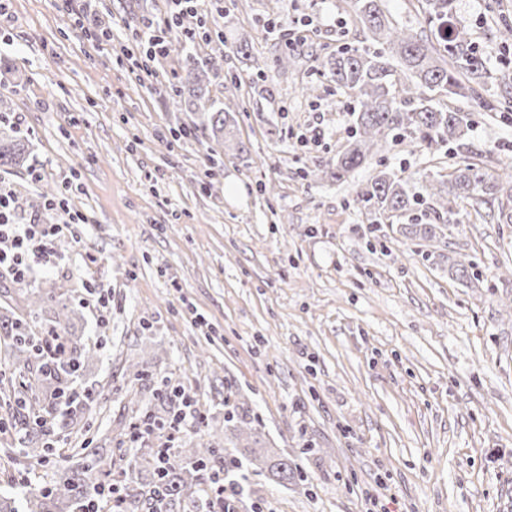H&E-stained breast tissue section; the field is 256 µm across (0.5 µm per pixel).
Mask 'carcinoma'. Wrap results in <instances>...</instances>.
Instances as JSON below:
<instances>
[{
  "label": "carcinoma",
  "instance_id": "obj_1",
  "mask_svg": "<svg viewBox=\"0 0 512 512\" xmlns=\"http://www.w3.org/2000/svg\"><path fill=\"white\" fill-rule=\"evenodd\" d=\"M356 18L368 37L380 48L373 52L344 47L322 59L316 69L341 89L352 93L358 103L350 139L336 159L317 172L342 181L362 166L372 148L402 133H409L422 146L462 145L465 134L460 113L433 104L431 94L465 96L474 92L473 84L483 77L484 61L464 28L458 25L455 0H423L422 8L434 38L400 29L385 13L383 0H350ZM206 71L194 62L185 70L181 89L192 91L193 111L204 113L202 126L208 135L224 140L236 126L235 106L215 108L206 90ZM27 144L16 134L0 132V167H20L26 161ZM427 203L439 224H407L410 233L436 237L438 226L451 224L454 207L464 202L497 205L498 220L512 224V187L506 188L477 163L466 162L440 179L424 181L422 190H410L408 181L385 170L372 176L357 192L354 202L367 207L379 221L399 217L418 201ZM74 309L63 293L38 294L28 299L20 311L9 317L0 315V336L8 339L7 355L23 380L5 392L14 407L15 424L25 430L18 453L39 462L54 458L55 479L42 489L28 488L24 494L25 512H82L93 500L99 512L110 506L101 492L111 486L105 471L113 462L103 457L75 462L56 453L54 419L46 408L48 399L66 406L75 416L95 401L94 393L81 396L72 388L86 365L102 346L104 337L90 344L70 329ZM54 338L64 351L50 357L36 337ZM254 448L253 460L261 461L280 480L294 478L288 457L266 450L263 436L249 432ZM159 448L148 454L133 455L122 485V512H163L184 498H194L206 482L208 463L220 456L221 448H185L184 466L161 467Z\"/></svg>",
  "mask_w": 512,
  "mask_h": 512
}]
</instances>
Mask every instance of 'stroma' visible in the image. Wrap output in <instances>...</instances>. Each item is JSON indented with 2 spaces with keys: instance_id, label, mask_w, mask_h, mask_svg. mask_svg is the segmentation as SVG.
I'll return each mask as SVG.
<instances>
[{
  "instance_id": "obj_1",
  "label": "stroma",
  "mask_w": 512,
  "mask_h": 512,
  "mask_svg": "<svg viewBox=\"0 0 512 512\" xmlns=\"http://www.w3.org/2000/svg\"><path fill=\"white\" fill-rule=\"evenodd\" d=\"M455 6L487 70L477 96L440 99L465 115V148L406 135L335 182L310 172L346 144L356 102L315 60L366 47L348 0H223L219 13L201 0L224 37L189 50L211 99L240 107L226 143L172 135L196 119L171 95L183 56L159 59L145 79L119 51L165 0H8L0 58L17 69L0 74V130L31 154L0 181L25 220L44 185L71 183L68 208L84 218L29 285L71 288L85 336L108 338L80 382L100 399L60 430L64 453L108 447L121 459L130 398L159 409L168 376L206 421L177 435L173 456L213 439L249 477L215 512H367L373 496L386 512H512V224L463 203L445 238L411 240L354 202L383 166L415 185L469 160L512 182V112L483 107L512 92V43L497 33L512 0ZM84 12L111 29L110 43L75 25ZM307 16L313 28L296 40L274 28ZM252 55L267 61L265 80L252 81ZM453 259L472 261L476 278L453 279ZM90 286L112 293L106 320L85 304ZM252 428L300 480L279 483L252 463ZM18 440L0 434L4 493L52 477L15 454Z\"/></svg>"
}]
</instances>
